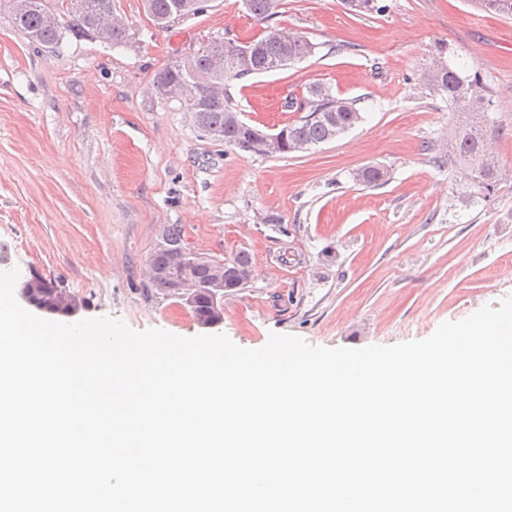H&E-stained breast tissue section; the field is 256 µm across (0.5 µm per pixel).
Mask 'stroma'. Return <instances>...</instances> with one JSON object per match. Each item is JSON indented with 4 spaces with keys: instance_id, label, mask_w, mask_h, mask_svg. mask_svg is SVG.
<instances>
[{
    "instance_id": "stroma-1",
    "label": "stroma",
    "mask_w": 512,
    "mask_h": 512,
    "mask_svg": "<svg viewBox=\"0 0 512 512\" xmlns=\"http://www.w3.org/2000/svg\"><path fill=\"white\" fill-rule=\"evenodd\" d=\"M357 15L343 0H280L271 26L304 35L313 56L231 80L252 125L299 120L288 97L313 83L355 101L362 122L302 153L266 156L207 138L186 94L163 95L155 73L203 43L260 34L242 0L154 27L142 0H115L125 45L64 34L36 47L0 12V271L58 281L83 306L136 330L192 337L181 300L147 283L163 227L214 260L245 251L252 278L224 293L214 331L247 349L270 334L316 346H389L431 336L512 297V180L482 199L441 161L458 111L422 74L439 45L479 68L488 137L512 167V18L473 0H379ZM367 166L382 184L355 179Z\"/></svg>"
}]
</instances>
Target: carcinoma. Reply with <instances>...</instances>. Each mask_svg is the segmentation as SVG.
Returning <instances> with one entry per match:
<instances>
[{
  "instance_id": "carcinoma-1",
  "label": "carcinoma",
  "mask_w": 512,
  "mask_h": 512,
  "mask_svg": "<svg viewBox=\"0 0 512 512\" xmlns=\"http://www.w3.org/2000/svg\"><path fill=\"white\" fill-rule=\"evenodd\" d=\"M176 0H142L145 12L150 16L154 26L164 30L168 24L163 22ZM352 11L357 13H380L385 6L378 0H344ZM245 7L253 18L266 23L276 14L277 0H244ZM486 10L505 17H512V0H479ZM114 6V0H59L51 5L50 0H23V7L11 17L13 27L31 43L41 47H53L62 38L63 30H68L76 38L88 37V17L92 13H106ZM66 15L67 26L52 25L47 15ZM256 48L255 65L264 66L277 57L288 58V63L306 59L315 54L316 44L306 37L292 31L288 40L280 38L278 28L268 27L260 38L253 39ZM214 42L209 41L197 50L185 69L171 75L163 70L156 72L153 83L156 90L166 93L173 88L192 90L193 80L206 74L209 56ZM424 82L431 88L448 94V103L469 114L484 112L488 99L485 94V78L474 68L463 73L451 67L447 62L435 61L432 68L423 74ZM308 96L319 102V108L301 117L300 120L286 126L288 131L287 152L295 151L296 146L303 144L311 148L320 143L333 140L347 132L362 121V115L355 104L334 95L330 87L315 83L308 87ZM205 112L202 131L216 141L242 150L250 151L251 138L249 130L229 119L228 113L236 111L233 99L229 94L224 98L210 100L201 104ZM448 160L453 165H460L469 170L472 178V189L476 194L488 199L495 192L498 177V166L490 155L485 132L482 126L472 122L462 134L454 136ZM385 173L375 167L368 166L359 170L358 182L366 186H375L384 179ZM149 264L158 270L175 274L169 254L164 250H154ZM197 294L192 315L198 325L212 322L214 317L211 307V290L207 278L202 271L196 272ZM63 286L56 285L42 275L33 272L24 281L21 293L41 312L50 315L66 316L69 309L61 295Z\"/></svg>"
}]
</instances>
